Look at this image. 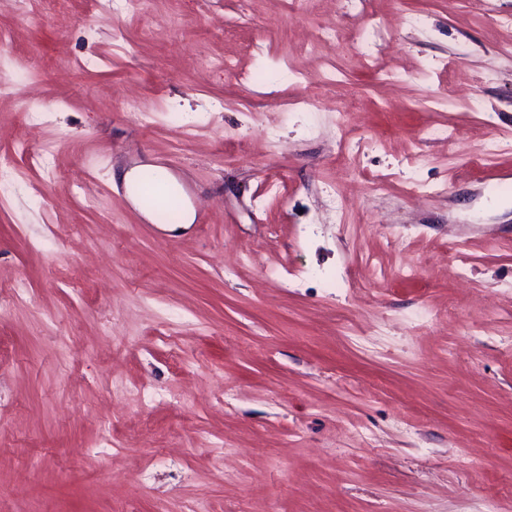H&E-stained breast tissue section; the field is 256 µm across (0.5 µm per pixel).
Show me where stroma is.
Wrapping results in <instances>:
<instances>
[{
	"mask_svg": "<svg viewBox=\"0 0 512 512\" xmlns=\"http://www.w3.org/2000/svg\"><path fill=\"white\" fill-rule=\"evenodd\" d=\"M368 2L0 0V512H512V0ZM143 163L198 222L113 193Z\"/></svg>",
	"mask_w": 512,
	"mask_h": 512,
	"instance_id": "1",
	"label": "stroma"
}]
</instances>
